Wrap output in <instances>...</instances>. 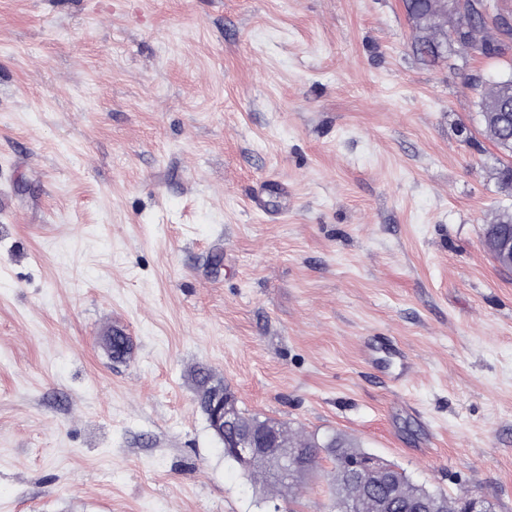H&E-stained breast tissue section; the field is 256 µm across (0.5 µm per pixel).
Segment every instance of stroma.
<instances>
[{"label": "stroma", "mask_w": 512, "mask_h": 512, "mask_svg": "<svg viewBox=\"0 0 512 512\" xmlns=\"http://www.w3.org/2000/svg\"><path fill=\"white\" fill-rule=\"evenodd\" d=\"M413 38L402 0H0V512H325L329 460L291 502L225 461L198 367L512 512V197L465 83L512 50ZM500 234H507L512 237V213L508 210L503 212L496 224H487L484 228V245L493 259L495 257L492 253V244ZM361 356L366 364L379 371L382 370L384 360L390 357L396 360L400 367V371L396 375L397 380H405L410 376L408 354L393 343L372 339L364 340L361 347Z\"/></svg>", "instance_id": "obj_1"}]
</instances>
